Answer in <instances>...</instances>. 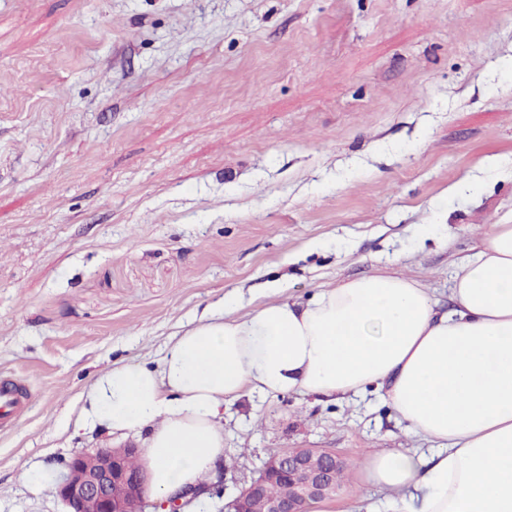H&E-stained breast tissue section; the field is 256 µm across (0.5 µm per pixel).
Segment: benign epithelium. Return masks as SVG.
I'll return each mask as SVG.
<instances>
[{"label": "benign epithelium", "mask_w": 512, "mask_h": 512, "mask_svg": "<svg viewBox=\"0 0 512 512\" xmlns=\"http://www.w3.org/2000/svg\"><path fill=\"white\" fill-rule=\"evenodd\" d=\"M343 461L326 448H295L276 453L263 464L261 476L252 480L225 512H303L310 498L331 497L338 493L335 473ZM67 474L60 481L57 496L66 512H146L156 506L148 501L145 467L131 470L124 456L111 448H97L74 456L66 463ZM288 482V496L271 499L266 493L270 481ZM224 493V470L208 486L185 488L164 502L172 512L194 502L203 494Z\"/></svg>", "instance_id": "7a95c632"}]
</instances>
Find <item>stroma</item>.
Here are the masks:
<instances>
[{"label": "stroma", "mask_w": 512, "mask_h": 512, "mask_svg": "<svg viewBox=\"0 0 512 512\" xmlns=\"http://www.w3.org/2000/svg\"><path fill=\"white\" fill-rule=\"evenodd\" d=\"M512 222V0H0V512H64L25 480L94 448L112 365L159 367L235 294L307 302L378 271L449 302L456 263ZM420 224L447 225L421 234ZM421 442L377 394L248 393L224 407V497L273 454ZM29 396L20 382H0V427L21 418L28 410Z\"/></svg>", "instance_id": "35a3bbf8"}]
</instances>
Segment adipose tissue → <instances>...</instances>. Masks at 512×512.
I'll list each match as a JSON object with an SVG mask.
<instances>
[{
  "label": "adipose tissue",
  "instance_id": "obj_1",
  "mask_svg": "<svg viewBox=\"0 0 512 512\" xmlns=\"http://www.w3.org/2000/svg\"><path fill=\"white\" fill-rule=\"evenodd\" d=\"M454 305L372 274L304 304L268 298L183 331L159 368L125 363L85 389L83 421L145 434L149 489L163 499L224 456V405L243 392L348 399L383 392L429 452L370 456L391 512H512V223L485 226L458 264Z\"/></svg>",
  "mask_w": 512,
  "mask_h": 512
}]
</instances>
